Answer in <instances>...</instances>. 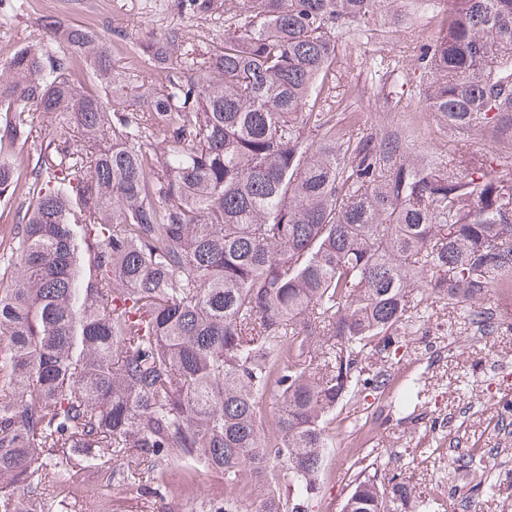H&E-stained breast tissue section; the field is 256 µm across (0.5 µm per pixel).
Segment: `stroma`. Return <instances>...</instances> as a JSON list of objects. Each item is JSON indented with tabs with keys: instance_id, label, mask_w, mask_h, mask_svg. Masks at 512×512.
Returning a JSON list of instances; mask_svg holds the SVG:
<instances>
[{
	"instance_id": "obj_1",
	"label": "stroma",
	"mask_w": 512,
	"mask_h": 512,
	"mask_svg": "<svg viewBox=\"0 0 512 512\" xmlns=\"http://www.w3.org/2000/svg\"><path fill=\"white\" fill-rule=\"evenodd\" d=\"M448 0H382L359 25L336 35V61L322 81V111L331 113L340 133L362 135L394 128L405 135L413 155L441 159L448 138L425 103L426 74L420 56L448 19ZM52 14L110 36L127 33L118 49L129 57L147 35L180 28L187 43L201 47L222 37L224 7L193 15L177 0H0V51L41 39L40 19ZM441 304L408 329V355L389 365L392 393L417 383L435 403L404 410L372 405L365 425L353 427L328 459L320 494L311 512H341L349 491L348 459L366 448L378 475L407 472L413 484V512H453L455 490L471 475L448 466L453 446L489 458L502 485L492 496L475 499L476 512H512V326L486 334L457 331L443 324ZM221 480L190 484L173 472L164 498L150 500L144 487L81 471L66 488L64 512H138L152 501L154 512L187 508L222 496Z\"/></svg>"
}]
</instances>
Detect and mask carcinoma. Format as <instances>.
<instances>
[{"label": "carcinoma", "instance_id": "obj_1", "mask_svg": "<svg viewBox=\"0 0 512 512\" xmlns=\"http://www.w3.org/2000/svg\"><path fill=\"white\" fill-rule=\"evenodd\" d=\"M379 2L226 7L200 52L178 28L137 45L158 84L51 15L9 51L0 135L24 136L26 112L53 130L0 254V512H58L78 467L155 495L174 468L220 477L224 497L189 512L254 495L261 512H309L341 442L333 412L389 395L412 313L434 300L479 324L512 284V0H453L424 49L441 161L410 158L398 131L340 141L315 111L336 32ZM123 97L136 109L114 108ZM475 137L488 151L468 158ZM16 183L0 161V197ZM451 463L500 487L465 448ZM353 467L342 512H409V477Z\"/></svg>", "mask_w": 512, "mask_h": 512}]
</instances>
